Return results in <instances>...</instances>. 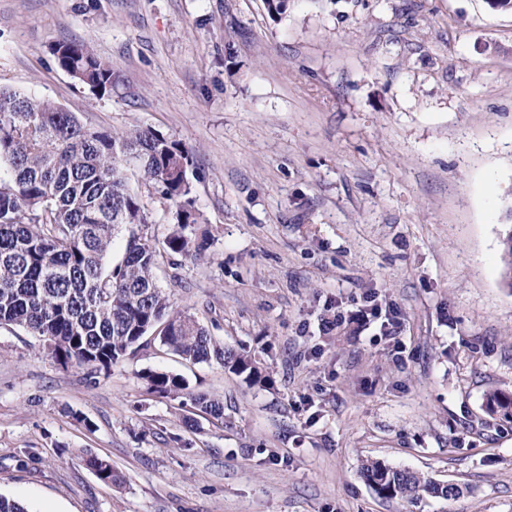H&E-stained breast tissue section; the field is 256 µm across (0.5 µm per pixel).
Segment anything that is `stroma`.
<instances>
[{
  "mask_svg": "<svg viewBox=\"0 0 512 512\" xmlns=\"http://www.w3.org/2000/svg\"><path fill=\"white\" fill-rule=\"evenodd\" d=\"M112 66L93 95L63 42ZM0 85L194 151L205 249L159 285L273 380L157 331L109 371L0 325V495L27 512H512V8L488 0H0ZM398 308L322 331L333 306ZM163 369L223 420L151 394ZM124 476L102 482L88 455ZM372 458L460 493L379 497Z\"/></svg>",
  "mask_w": 512,
  "mask_h": 512,
  "instance_id": "stroma-1",
  "label": "stroma"
}]
</instances>
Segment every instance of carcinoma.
Listing matches in <instances>:
<instances>
[{
    "mask_svg": "<svg viewBox=\"0 0 512 512\" xmlns=\"http://www.w3.org/2000/svg\"><path fill=\"white\" fill-rule=\"evenodd\" d=\"M54 56L93 94L112 91V66L84 44L60 43ZM133 155L139 180L174 208L173 230L161 246L145 232L149 216L130 187ZM191 163L189 148L158 130H94L50 101L0 86V324L39 337L59 365L92 374L133 354L161 324L160 342L181 359L214 360L250 384H271L254 356L217 343L193 316L174 310L157 283L163 255L186 259L200 248ZM121 225L129 227L123 257L107 266ZM501 263L512 288V234L504 240ZM141 378L151 393L187 398L217 420L224 416L222 403L191 390L179 375L149 369ZM511 408V395H488V413L509 419ZM84 463L102 482L123 483L108 460L88 456ZM362 474L386 499L459 494L456 487L381 461L363 464Z\"/></svg>",
    "mask_w": 512,
    "mask_h": 512,
    "instance_id": "cac0c4a2",
    "label": "carcinoma"
}]
</instances>
